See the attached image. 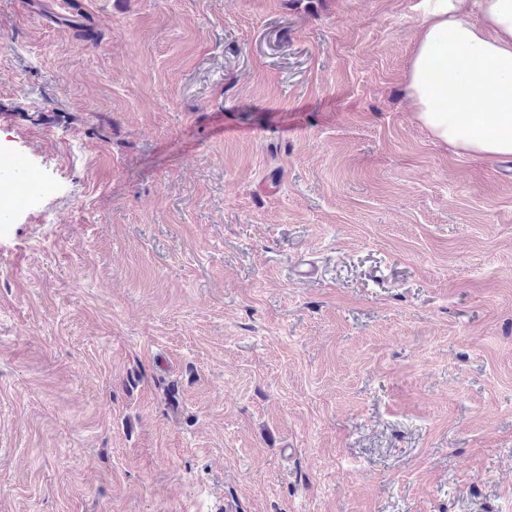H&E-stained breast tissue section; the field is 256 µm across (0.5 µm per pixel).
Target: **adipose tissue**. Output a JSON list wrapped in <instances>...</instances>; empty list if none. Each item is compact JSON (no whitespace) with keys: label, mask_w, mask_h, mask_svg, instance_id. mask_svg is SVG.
I'll list each match as a JSON object with an SVG mask.
<instances>
[{"label":"adipose tissue","mask_w":512,"mask_h":512,"mask_svg":"<svg viewBox=\"0 0 512 512\" xmlns=\"http://www.w3.org/2000/svg\"><path fill=\"white\" fill-rule=\"evenodd\" d=\"M406 79L414 118L434 141L512 157V0H422Z\"/></svg>","instance_id":"obj_1"}]
</instances>
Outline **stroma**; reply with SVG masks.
<instances>
[{"instance_id":"obj_1","label":"stroma","mask_w":512,"mask_h":512,"mask_svg":"<svg viewBox=\"0 0 512 512\" xmlns=\"http://www.w3.org/2000/svg\"><path fill=\"white\" fill-rule=\"evenodd\" d=\"M420 2L0 0V512H512V158L416 122Z\"/></svg>"}]
</instances>
